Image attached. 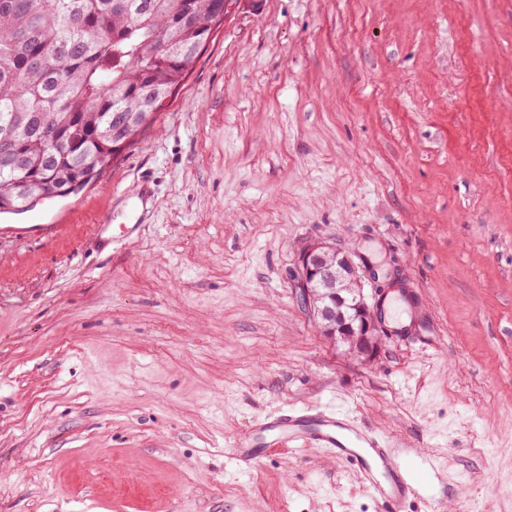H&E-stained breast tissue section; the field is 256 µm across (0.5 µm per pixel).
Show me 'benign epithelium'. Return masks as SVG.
Segmentation results:
<instances>
[{
	"mask_svg": "<svg viewBox=\"0 0 512 512\" xmlns=\"http://www.w3.org/2000/svg\"><path fill=\"white\" fill-rule=\"evenodd\" d=\"M296 268L295 293L322 334L374 359L382 320L364 294L361 266L333 246L313 242L299 251Z\"/></svg>",
	"mask_w": 512,
	"mask_h": 512,
	"instance_id": "benign-epithelium-1",
	"label": "benign epithelium"
}]
</instances>
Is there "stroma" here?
Masks as SVG:
<instances>
[{
  "label": "stroma",
  "instance_id": "obj_1",
  "mask_svg": "<svg viewBox=\"0 0 512 512\" xmlns=\"http://www.w3.org/2000/svg\"><path fill=\"white\" fill-rule=\"evenodd\" d=\"M313 241L416 288L439 348L322 336ZM329 402L435 457L444 504L512 512V0H230L100 180L0 216V512H376L323 452L232 458Z\"/></svg>",
  "mask_w": 512,
  "mask_h": 512
}]
</instances>
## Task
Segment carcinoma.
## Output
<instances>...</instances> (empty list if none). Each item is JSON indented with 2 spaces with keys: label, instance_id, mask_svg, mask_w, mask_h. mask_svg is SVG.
I'll return each instance as SVG.
<instances>
[{
  "label": "carcinoma",
  "instance_id": "obj_1",
  "mask_svg": "<svg viewBox=\"0 0 512 512\" xmlns=\"http://www.w3.org/2000/svg\"><path fill=\"white\" fill-rule=\"evenodd\" d=\"M224 0H0V214L66 197L110 165L117 118L160 109Z\"/></svg>",
  "mask_w": 512,
  "mask_h": 512
}]
</instances>
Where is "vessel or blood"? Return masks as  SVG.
<instances>
[{"label": "vessel or blood", "instance_id": "vessel-or-blood-1", "mask_svg": "<svg viewBox=\"0 0 512 512\" xmlns=\"http://www.w3.org/2000/svg\"><path fill=\"white\" fill-rule=\"evenodd\" d=\"M392 308L396 334H407L404 318L415 311L412 290L400 289ZM282 443L323 448L344 460L374 499L377 512H406L421 493L400 450L335 406L290 407L267 416L233 442L232 455L240 467L250 468Z\"/></svg>", "mask_w": 512, "mask_h": 512}]
</instances>
